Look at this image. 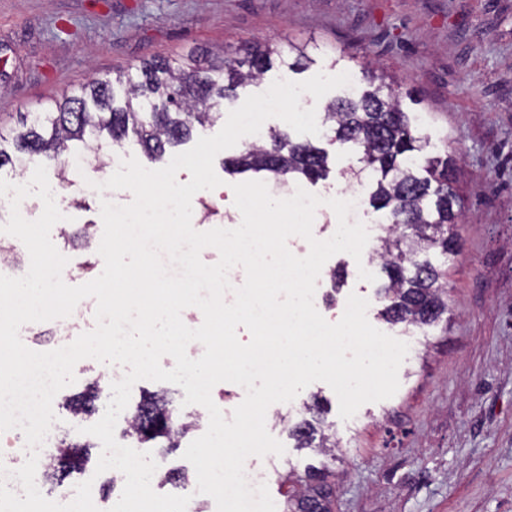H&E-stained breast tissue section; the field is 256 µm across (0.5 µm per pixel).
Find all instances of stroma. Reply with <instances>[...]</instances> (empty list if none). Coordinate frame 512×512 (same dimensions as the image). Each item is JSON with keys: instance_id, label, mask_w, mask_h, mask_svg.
Wrapping results in <instances>:
<instances>
[{"instance_id": "1", "label": "stroma", "mask_w": 512, "mask_h": 512, "mask_svg": "<svg viewBox=\"0 0 512 512\" xmlns=\"http://www.w3.org/2000/svg\"><path fill=\"white\" fill-rule=\"evenodd\" d=\"M265 42L307 44L318 62L302 71L273 68L241 97L278 79L328 72L338 54L356 86L366 84L364 63L384 68L398 77L406 106L423 117L439 150L455 159L461 195L458 255L448 265V312L439 325L406 331L367 315L409 345L396 394L347 420L320 381L271 405L267 430L285 452L256 463L273 469L267 487L275 505L294 492L288 472L311 464L328 468L330 512H512V0H0V126H16L19 113L97 73ZM55 201L76 219L54 225L52 242L92 261L83 278H97L104 268L97 205L74 187ZM370 271L374 281L360 279L346 253L324 264L323 287L336 299L323 313L328 322L341 319L350 294L376 297L387 277L379 265ZM315 399L336 435L330 457L296 449L288 437ZM106 407L95 401L76 424L59 410V424L70 442L85 446L86 460L65 479L43 475L47 499L90 477L115 478V471L97 472L102 445L85 432ZM196 437L179 435L169 450L135 448L181 475L178 483L154 484L155 492L189 496L186 512H215L214 501L195 497L196 472L183 457Z\"/></svg>"}]
</instances>
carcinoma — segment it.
Returning <instances> with one entry per match:
<instances>
[{"instance_id": "carcinoma-1", "label": "carcinoma", "mask_w": 512, "mask_h": 512, "mask_svg": "<svg viewBox=\"0 0 512 512\" xmlns=\"http://www.w3.org/2000/svg\"><path fill=\"white\" fill-rule=\"evenodd\" d=\"M280 52L270 45L250 44L233 53L203 49L187 56L154 57L132 71L93 78L67 88L34 112L20 115L18 127L0 129V167L23 163L25 157L60 159L70 143L86 149L104 143L120 146L133 138L154 161L188 140L197 125L204 126L234 104L238 89L261 78ZM369 88L345 92L324 106L322 137L358 155L363 169L374 174L368 207L387 214L390 225L379 238L376 254L388 282L379 289V315L391 325L430 327L448 312V267L457 253L459 197L454 187L455 161L433 152L432 136L407 111L395 81L365 64ZM12 144L8 153L3 145ZM231 174H268L275 183L316 184L327 179V152L306 140L294 141L285 130H273L262 144L245 147L224 162ZM433 252L444 259L435 264L420 254ZM96 398L89 386L70 408L85 414ZM311 418L295 424L289 435L298 448L333 452L336 441L325 433L323 409L315 400L306 406ZM140 410L152 414L155 431L149 435L140 418L134 434L147 441L173 442L166 430L168 401L152 395ZM59 478L81 460L79 445L68 443L61 452ZM331 486L315 473L307 474L305 491L288 499L287 512H330Z\"/></svg>"}]
</instances>
